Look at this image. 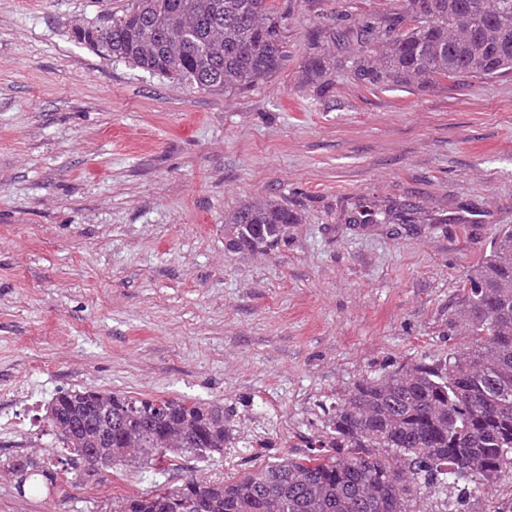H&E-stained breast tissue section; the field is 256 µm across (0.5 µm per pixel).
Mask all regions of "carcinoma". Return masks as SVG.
<instances>
[{"mask_svg":"<svg viewBox=\"0 0 512 512\" xmlns=\"http://www.w3.org/2000/svg\"><path fill=\"white\" fill-rule=\"evenodd\" d=\"M289 8L273 0H132L75 32L103 56L203 91L245 89L279 72L288 55ZM306 75L336 69L369 89L436 86L512 71V0H403L379 21L340 29L314 23ZM336 45L339 58L325 54ZM418 207L359 206L351 224H415ZM299 216L249 202L224 218L233 251L274 248ZM464 325L469 343L412 365L365 376L323 409V431L308 452L255 467L238 478L112 498L109 512H469L471 498L512 471V230L495 234L489 255L467 277L448 336ZM110 409L112 419L101 415ZM45 421L65 451L18 455L9 468L21 497L65 493L67 476L90 482V458L135 466L167 454H221L232 432L224 409L189 398L138 397L86 389L59 393ZM441 497L440 509L422 503Z\"/></svg>","mask_w":512,"mask_h":512,"instance_id":"carcinoma-1","label":"carcinoma"}]
</instances>
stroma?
Returning a JSON list of instances; mask_svg holds the SVG:
<instances>
[{
    "label": "stroma",
    "mask_w": 512,
    "mask_h": 512,
    "mask_svg": "<svg viewBox=\"0 0 512 512\" xmlns=\"http://www.w3.org/2000/svg\"><path fill=\"white\" fill-rule=\"evenodd\" d=\"M131 0H0V512H108L131 494L228 480L294 455L322 402L360 377L447 351L466 277L512 228V74L367 90L307 83L309 23L343 27L400 0H297L285 67L204 92L104 58L74 31ZM409 200L429 224H349L353 204ZM250 201L299 223L231 253ZM223 404V454H185L18 496L61 391ZM264 443L255 453V443Z\"/></svg>",
    "instance_id": "1"
}]
</instances>
